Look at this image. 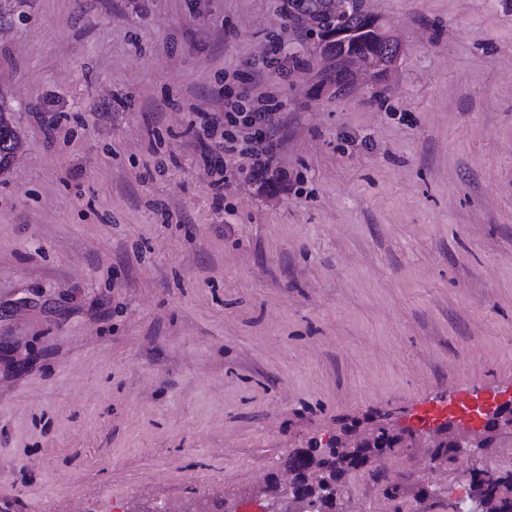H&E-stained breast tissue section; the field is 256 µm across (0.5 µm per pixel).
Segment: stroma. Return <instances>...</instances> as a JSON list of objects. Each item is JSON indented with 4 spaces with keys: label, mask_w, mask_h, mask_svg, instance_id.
I'll return each mask as SVG.
<instances>
[{
    "label": "stroma",
    "mask_w": 512,
    "mask_h": 512,
    "mask_svg": "<svg viewBox=\"0 0 512 512\" xmlns=\"http://www.w3.org/2000/svg\"><path fill=\"white\" fill-rule=\"evenodd\" d=\"M356 4L404 52L340 88L298 0H0V512H246L352 427L414 439L350 512L456 485L418 415L512 388V0ZM253 100L246 92H241L225 104L224 127L233 128L236 132L224 131V172H227L228 167L226 155L246 157L252 161L253 174L261 178L269 171L272 156L270 144L263 145L265 140L260 131L272 125L275 112L252 109L250 103ZM251 130L255 133L251 134ZM16 139L17 133L10 118L6 112L0 110V165L8 160ZM430 489H424L422 486L417 488H403L398 484L390 485L386 489V496L390 499H397L399 497H404L407 500H413L415 503L428 502L432 501V505L440 504L445 506L446 501L448 499V512L451 511V499L450 494L453 492V489L445 487L443 485H428Z\"/></svg>",
    "instance_id": "35a3bbf8"
}]
</instances>
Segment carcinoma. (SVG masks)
<instances>
[{
	"label": "carcinoma",
	"instance_id": "obj_1",
	"mask_svg": "<svg viewBox=\"0 0 512 512\" xmlns=\"http://www.w3.org/2000/svg\"><path fill=\"white\" fill-rule=\"evenodd\" d=\"M17 133L7 113L0 110V163L8 160L15 146ZM502 427L496 436H487V444L512 438V407L498 409ZM407 447L404 433H395L380 427L375 431H345L332 438L326 447L314 441L306 448H293L283 468L265 475L262 492L275 495L279 491V477L282 471L292 475L288 494L321 508V512H348L344 507L347 495L346 478L353 472L366 469L376 451L393 452ZM474 437H463L448 433V427L439 425L429 443L431 460H456L459 448H475ZM459 482L465 489V496L458 499L467 512H512V468L490 469L481 461L474 469L461 472ZM453 489L443 485L430 488H404L398 484L386 489L390 499L404 497L416 503L432 502L446 505Z\"/></svg>",
	"mask_w": 512,
	"mask_h": 512
}]
</instances>
